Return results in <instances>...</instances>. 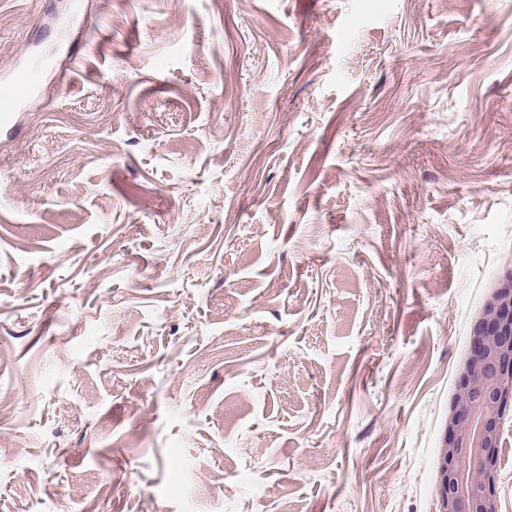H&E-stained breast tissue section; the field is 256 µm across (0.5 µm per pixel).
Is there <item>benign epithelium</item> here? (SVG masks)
<instances>
[{
  "mask_svg": "<svg viewBox=\"0 0 512 512\" xmlns=\"http://www.w3.org/2000/svg\"><path fill=\"white\" fill-rule=\"evenodd\" d=\"M512 405V275L478 320L440 448L438 512H500L493 459Z\"/></svg>",
  "mask_w": 512,
  "mask_h": 512,
  "instance_id": "benign-epithelium-1",
  "label": "benign epithelium"
}]
</instances>
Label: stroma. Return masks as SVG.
<instances>
[{
    "instance_id": "1",
    "label": "stroma",
    "mask_w": 512,
    "mask_h": 512,
    "mask_svg": "<svg viewBox=\"0 0 512 512\" xmlns=\"http://www.w3.org/2000/svg\"><path fill=\"white\" fill-rule=\"evenodd\" d=\"M72 2L0 0V512H438L512 0ZM26 76L22 75L12 80L0 82V123L10 121L13 112H17L20 104L30 91Z\"/></svg>"
}]
</instances>
